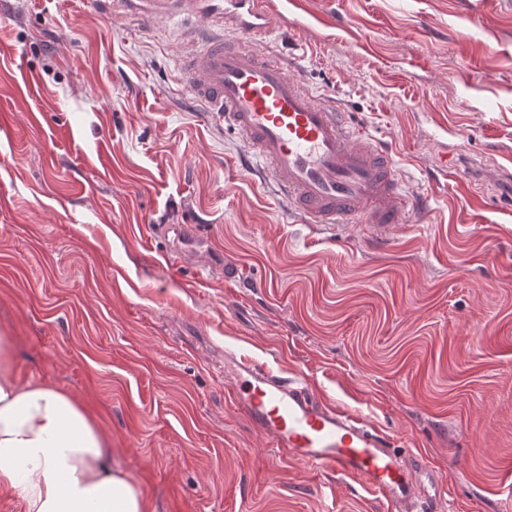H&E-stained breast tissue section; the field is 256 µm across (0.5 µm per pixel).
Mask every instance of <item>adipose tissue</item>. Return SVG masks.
I'll return each instance as SVG.
<instances>
[{"mask_svg": "<svg viewBox=\"0 0 512 512\" xmlns=\"http://www.w3.org/2000/svg\"><path fill=\"white\" fill-rule=\"evenodd\" d=\"M111 439L80 399L17 380L0 346V486L25 512H147V501L112 466Z\"/></svg>", "mask_w": 512, "mask_h": 512, "instance_id": "1", "label": "adipose tissue"}]
</instances>
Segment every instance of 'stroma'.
I'll return each instance as SVG.
<instances>
[{
  "label": "stroma",
  "instance_id": "obj_1",
  "mask_svg": "<svg viewBox=\"0 0 512 512\" xmlns=\"http://www.w3.org/2000/svg\"><path fill=\"white\" fill-rule=\"evenodd\" d=\"M272 39L386 150L422 208L379 239L308 224L180 83L178 23L125 0H0V340L80 398L150 512H386L283 459L227 399L224 354L308 375L398 452L439 512H512V168L502 0H278ZM187 224L207 250L172 262Z\"/></svg>",
  "mask_w": 512,
  "mask_h": 512
}]
</instances>
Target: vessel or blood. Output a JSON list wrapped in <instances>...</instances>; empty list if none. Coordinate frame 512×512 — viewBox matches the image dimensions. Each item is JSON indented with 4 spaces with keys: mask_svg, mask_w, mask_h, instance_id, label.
<instances>
[{
    "mask_svg": "<svg viewBox=\"0 0 512 512\" xmlns=\"http://www.w3.org/2000/svg\"><path fill=\"white\" fill-rule=\"evenodd\" d=\"M143 13L183 16L190 49L182 84L203 112L241 135L281 196L314 224L383 233L407 202L391 156L317 101L275 51L259 52L273 0H138ZM228 394L286 458L333 471L382 497L388 512H437L431 468L395 451L358 412L328 402L300 374L284 377L230 356Z\"/></svg>",
    "mask_w": 512,
    "mask_h": 512,
    "instance_id": "b4317fda",
    "label": "vessel or blood"
}]
</instances>
